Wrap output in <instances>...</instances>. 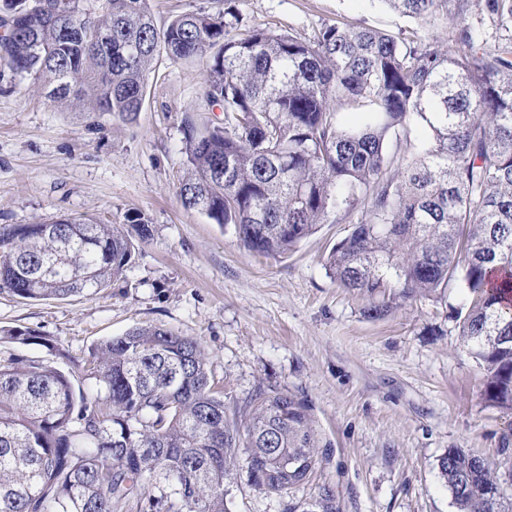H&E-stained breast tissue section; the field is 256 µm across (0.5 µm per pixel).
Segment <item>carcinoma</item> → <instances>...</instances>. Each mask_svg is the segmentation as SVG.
Wrapping results in <instances>:
<instances>
[{
	"label": "carcinoma",
	"instance_id": "obj_1",
	"mask_svg": "<svg viewBox=\"0 0 512 512\" xmlns=\"http://www.w3.org/2000/svg\"><path fill=\"white\" fill-rule=\"evenodd\" d=\"M150 0H0V59L11 78L77 112L132 122L160 54L204 70L183 114L182 206L233 232L248 251L286 256L322 224L361 210L330 249L329 274L368 297L378 320L398 301L462 290L456 328L485 371V397L512 410V38L490 43L471 5L496 25L512 0H382L418 28L396 34L346 23L307 35L186 12L157 26ZM444 26L442 45L429 29ZM363 109L355 127L341 111ZM422 149L398 164L411 128ZM128 226L61 215L0 227V292L26 300L93 295L124 278ZM0 339L50 358L0 361V512H230L225 485L240 467L268 496L306 487L319 463L311 407L258 385L224 401L205 348L163 325H136L69 353L29 328ZM439 471L456 512H512V469L450 448ZM287 512H337L326 484Z\"/></svg>",
	"mask_w": 512,
	"mask_h": 512
}]
</instances>
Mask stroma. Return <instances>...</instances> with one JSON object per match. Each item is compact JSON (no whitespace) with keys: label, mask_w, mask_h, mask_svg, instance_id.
Listing matches in <instances>:
<instances>
[{"label":"stroma","mask_w":512,"mask_h":512,"mask_svg":"<svg viewBox=\"0 0 512 512\" xmlns=\"http://www.w3.org/2000/svg\"><path fill=\"white\" fill-rule=\"evenodd\" d=\"M233 6L238 32L256 26L307 33L343 22L396 32L410 19L383 0H150L157 24L188 11ZM203 72L159 57L137 119L74 112L18 82H0V225L57 215L124 223L145 214L124 281L91 296L25 300L0 292V328H30L82 358L103 338L158 324L198 339L224 388L243 400L258 384L296 393L312 408L326 446L321 480L339 512H454L439 458L459 448L500 461L512 410L483 396V374L464 350L452 288L416 299L381 320L366 297L341 288L325 257L357 214L322 225L287 257L246 251L177 193L184 154L181 118ZM231 512H284L315 487L270 497L245 475L227 483Z\"/></svg>","instance_id":"35a3bbf8"}]
</instances>
